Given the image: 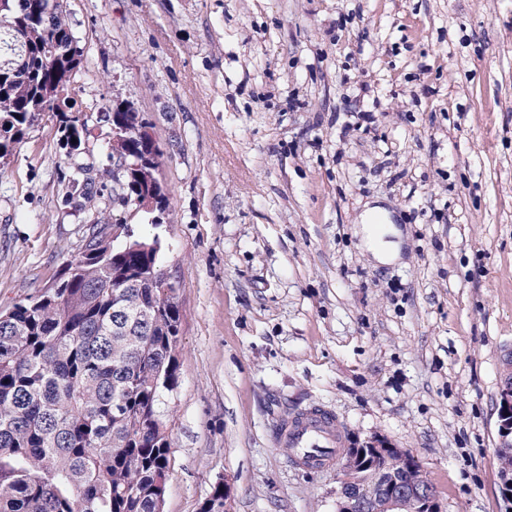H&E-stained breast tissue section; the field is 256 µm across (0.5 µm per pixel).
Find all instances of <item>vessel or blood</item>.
<instances>
[{"mask_svg":"<svg viewBox=\"0 0 512 512\" xmlns=\"http://www.w3.org/2000/svg\"><path fill=\"white\" fill-rule=\"evenodd\" d=\"M275 441L292 450L296 467L311 471L333 467L343 445L335 415L316 406L286 416L277 426Z\"/></svg>","mask_w":512,"mask_h":512,"instance_id":"obj_1","label":"vessel or blood"}]
</instances>
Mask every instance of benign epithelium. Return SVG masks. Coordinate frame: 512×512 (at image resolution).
I'll use <instances>...</instances> for the list:
<instances>
[{
    "instance_id": "1",
    "label": "benign epithelium",
    "mask_w": 512,
    "mask_h": 512,
    "mask_svg": "<svg viewBox=\"0 0 512 512\" xmlns=\"http://www.w3.org/2000/svg\"><path fill=\"white\" fill-rule=\"evenodd\" d=\"M112 147L116 156V172L122 173L133 168L146 174L152 191L130 200L141 210L152 212L160 207L163 186L157 177L159 167L154 163L156 144L148 131L142 129L138 136L143 145L141 155H130L123 149L128 139L127 130L119 125L112 126ZM499 444L496 459L501 478L503 498L512 504V376L506 374L500 382L498 411ZM350 463L361 464L370 470L372 479L354 478L348 474L338 476L339 489L336 491V512H408L417 504L420 512H441L436 490L416 485L402 479L389 469V462L395 455L400 456L407 470L415 469L417 460L408 451L395 448L388 442L377 439L366 448H349Z\"/></svg>"
}]
</instances>
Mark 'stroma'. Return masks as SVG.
I'll return each instance as SVG.
<instances>
[{
  "mask_svg": "<svg viewBox=\"0 0 512 512\" xmlns=\"http://www.w3.org/2000/svg\"><path fill=\"white\" fill-rule=\"evenodd\" d=\"M83 63L66 146L38 112L0 159V311L55 283L90 222L163 246L178 284L163 512H335L336 472L274 442L334 411L350 448L412 453L444 512H512L494 450L512 353V0H67ZM155 139L167 201L85 199L108 106ZM382 207L400 256L377 263ZM230 486L228 482H217L209 496L202 503L200 512H224V502L228 499Z\"/></svg>",
  "mask_w": 512,
  "mask_h": 512,
  "instance_id": "obj_1",
  "label": "stroma"
}]
</instances>
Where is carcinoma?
Listing matches in <instances>:
<instances>
[{
    "mask_svg": "<svg viewBox=\"0 0 512 512\" xmlns=\"http://www.w3.org/2000/svg\"><path fill=\"white\" fill-rule=\"evenodd\" d=\"M52 1V12L44 4ZM66 0H6L0 16V158L32 109L60 112L82 50ZM139 153L137 115L112 107ZM66 144L90 135L63 121ZM112 241L88 225L56 287L0 312V512H162L169 476L167 397L177 384V286L159 238ZM200 512H224L219 481Z\"/></svg>",
    "mask_w": 512,
    "mask_h": 512,
    "instance_id": "carcinoma-1",
    "label": "carcinoma"
}]
</instances>
